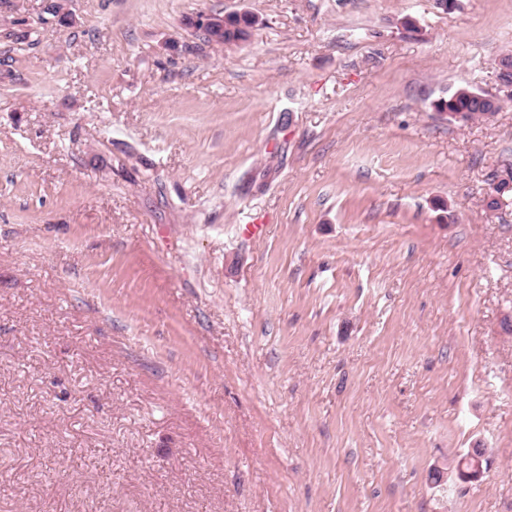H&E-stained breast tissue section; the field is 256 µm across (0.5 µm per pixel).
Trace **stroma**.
I'll list each match as a JSON object with an SVG mask.
<instances>
[{
	"instance_id": "obj_1",
	"label": "stroma",
	"mask_w": 512,
	"mask_h": 512,
	"mask_svg": "<svg viewBox=\"0 0 512 512\" xmlns=\"http://www.w3.org/2000/svg\"><path fill=\"white\" fill-rule=\"evenodd\" d=\"M59 2L0 0V512H512V0ZM257 23L256 19L248 14H243L241 19L238 17H230L227 27L224 29V42L231 43L246 40L250 31ZM478 96L482 97L483 100H479ZM493 102L492 99L467 88H458L448 92V96L436 100L433 106L439 112L461 114V119H454V121L461 125H467L483 120L489 112H496L498 108H494Z\"/></svg>"
}]
</instances>
